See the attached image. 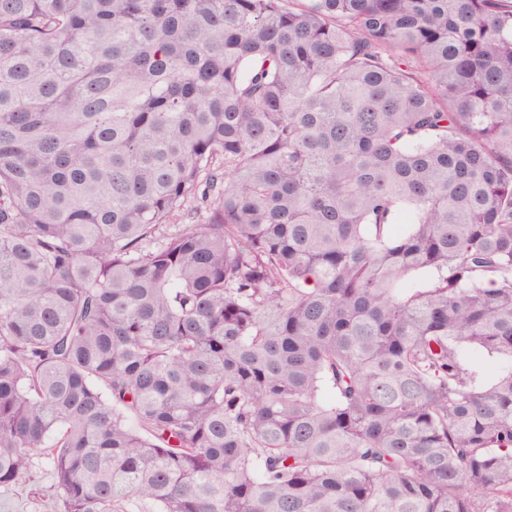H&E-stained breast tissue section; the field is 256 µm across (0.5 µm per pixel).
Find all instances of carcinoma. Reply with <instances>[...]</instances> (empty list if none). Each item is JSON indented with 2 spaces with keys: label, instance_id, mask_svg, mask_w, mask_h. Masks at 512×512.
I'll return each instance as SVG.
<instances>
[{
  "label": "carcinoma",
  "instance_id": "1",
  "mask_svg": "<svg viewBox=\"0 0 512 512\" xmlns=\"http://www.w3.org/2000/svg\"><path fill=\"white\" fill-rule=\"evenodd\" d=\"M36 452L59 512H512V0H0Z\"/></svg>",
  "mask_w": 512,
  "mask_h": 512
}]
</instances>
